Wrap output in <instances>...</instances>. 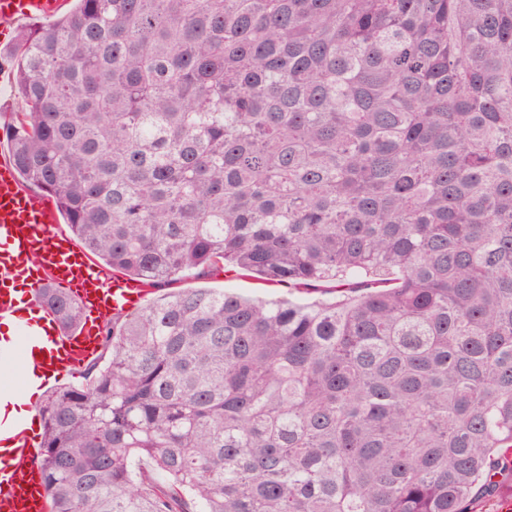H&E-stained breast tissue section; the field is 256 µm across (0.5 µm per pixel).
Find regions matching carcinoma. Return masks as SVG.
Returning a JSON list of instances; mask_svg holds the SVG:
<instances>
[{
  "label": "carcinoma",
  "mask_w": 512,
  "mask_h": 512,
  "mask_svg": "<svg viewBox=\"0 0 512 512\" xmlns=\"http://www.w3.org/2000/svg\"><path fill=\"white\" fill-rule=\"evenodd\" d=\"M3 60L16 172L112 271L335 295L112 315L42 409L52 512L512 493V0H78ZM196 271L187 272L180 283L174 288H231L235 292L251 297L277 298L288 297L287 289H279L268 287L262 281L250 277H236L228 273H224L223 269L211 270L204 275H196Z\"/></svg>",
  "instance_id": "1"
}]
</instances>
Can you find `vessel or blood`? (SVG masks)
<instances>
[{
    "label": "vessel or blood",
    "mask_w": 512,
    "mask_h": 512,
    "mask_svg": "<svg viewBox=\"0 0 512 512\" xmlns=\"http://www.w3.org/2000/svg\"><path fill=\"white\" fill-rule=\"evenodd\" d=\"M64 0H0V19L18 22L60 10ZM73 289L85 316L80 331L58 329L39 292L45 284ZM148 295L139 282L102 271L59 234L45 198L19 182L11 154H0V321L15 324L13 341L0 344V361L40 367L52 379L74 373L100 351V320L138 309ZM0 453V512H50L39 467L41 450L27 427L12 431Z\"/></svg>",
    "instance_id": "b4317fda"
}]
</instances>
